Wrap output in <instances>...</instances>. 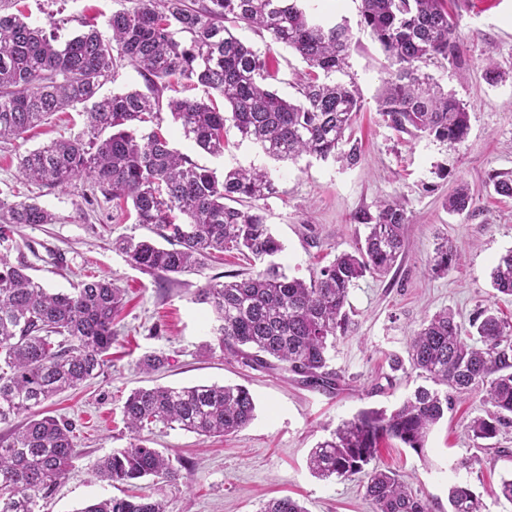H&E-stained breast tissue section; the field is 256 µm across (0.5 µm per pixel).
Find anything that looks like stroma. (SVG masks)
<instances>
[{
	"label": "stroma",
	"instance_id": "obj_1",
	"mask_svg": "<svg viewBox=\"0 0 512 512\" xmlns=\"http://www.w3.org/2000/svg\"><path fill=\"white\" fill-rule=\"evenodd\" d=\"M129 6V0L17 4L25 21L43 27L61 44L88 21L107 32L112 13ZM314 6L327 20H347L353 33L347 76L364 101L352 125L361 153L356 165L313 158L272 162L232 127L224 154L213 156L184 136L169 111L161 116L170 147L216 174L253 165L272 169L277 192L264 208L272 233L284 246L277 261L287 275L311 279L336 255L353 251L367 233L365 225L352 220L359 210L374 209L384 198L403 203L409 224L402 256L386 276L364 277L350 290L348 329L332 352L331 366L343 381L336 393L308 388L281 368L252 369L221 352L205 351L213 339L214 316L195 294L249 271L239 254L228 252L206 261L200 272L160 280L133 268L112 246L122 236L151 237V229L117 214L101 193H88L80 183L63 193L24 183L19 154L81 134L79 110L56 113L24 139L0 143V199L11 203L22 196L56 217L51 224L16 226L11 262L27 264L30 275L53 291L71 290L94 277L125 290L103 374L43 406L46 414L73 425L78 456L42 512H78L95 499L123 496V487L96 480L90 467L132 443L122 421V405L132 390L213 383L246 386L255 400V418L226 437L204 438L161 426L152 430V447L179 455L185 464L178 484L162 489L169 512H261L269 499L282 496L307 512H372L365 477L318 478L308 468L310 450L342 421L369 408L393 409L422 385L406 359L410 338L426 316L448 308L465 323L479 307L493 303L512 320V296L495 294L490 278L498 257L512 249V198L498 195L492 184L493 176H512V0H448L449 10L459 17L461 59L420 67L468 109L469 133L454 149L430 137L396 134L378 114L386 60L359 25L358 0H315ZM235 32L254 49L271 50L272 88L298 99V75L307 68L301 57L282 46L270 47L264 30L242 24ZM489 57L506 74L495 84L484 78ZM461 183L474 204L460 214L448 212L444 201ZM445 240L457 247L461 260L437 276L428 263ZM149 354L166 359L150 374L140 366ZM486 410L481 394L455 398L430 430L424 454L386 442L377 466L399 473L413 492L428 499L432 512H449L448 490L456 484L471 488L483 512H512L511 502L491 494L502 478L512 476V424L501 427L489 449L467 429Z\"/></svg>",
	"mask_w": 512,
	"mask_h": 512
}]
</instances>
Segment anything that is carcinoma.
<instances>
[{
    "instance_id": "carcinoma-1",
    "label": "carcinoma",
    "mask_w": 512,
    "mask_h": 512,
    "mask_svg": "<svg viewBox=\"0 0 512 512\" xmlns=\"http://www.w3.org/2000/svg\"><path fill=\"white\" fill-rule=\"evenodd\" d=\"M8 3L0 0V139H20L54 113L86 106V130L19 155L21 175L62 192L80 180L135 223L155 228L166 245L133 237L113 242L145 273L195 271L215 254L233 250L260 264L241 278L198 289L196 301L215 316V343L205 350L259 368L271 366L272 358L313 388L336 389L330 352L346 333L350 289L396 265L408 223L404 207L383 200L373 212L356 213L353 221L368 228L364 245L336 256L308 282L291 278L274 261L283 246L259 205L276 193L272 174L239 168L220 178L171 149L161 133L160 97L172 81L184 80L223 99L221 107L210 96L167 103L185 137L210 155L224 154L230 122L275 161L313 156L353 165L359 147L348 131L363 99L355 82L336 80L348 67L353 34L347 22L324 24L302 0H131V7L108 18L111 37L92 25L60 46L43 28L7 12ZM359 13L389 61L376 100L386 125L450 148L462 144L469 129L466 107L418 74L421 62L460 58L458 20L444 0H360ZM229 22L262 29L271 44L303 59L308 72L299 100L263 87L270 77L268 53L246 45ZM126 65L144 79L146 91L99 95ZM473 202L461 184L445 206L460 213ZM54 221L36 202L0 201V242L7 240V224ZM459 260L446 241L429 270L446 274ZM27 270L0 252V425H13L100 376L123 306V290L104 278L51 293ZM491 278L498 293L512 296V250L498 258ZM469 326L464 329L448 309L423 319L411 337L410 360L433 386L416 388L390 412L363 410L343 422L311 450V472L322 479L364 474L373 512H429L427 500L408 491L397 474L370 464L385 440L422 452L429 430L460 394L479 392L493 407L470 421L474 438L492 439L512 421V322L488 305ZM254 417L253 396L243 385L132 391L123 420L134 442L96 460L91 472L99 481L134 488L150 479L152 491L100 499L76 512H168L161 484L182 479V461L149 447L142 432L162 424L206 438L226 436ZM76 454L72 425L64 420L44 416L13 425L0 435V512H40V502L66 478ZM448 502L450 512H482L467 485L452 486ZM261 512L307 510L284 496L267 501Z\"/></svg>"
}]
</instances>
